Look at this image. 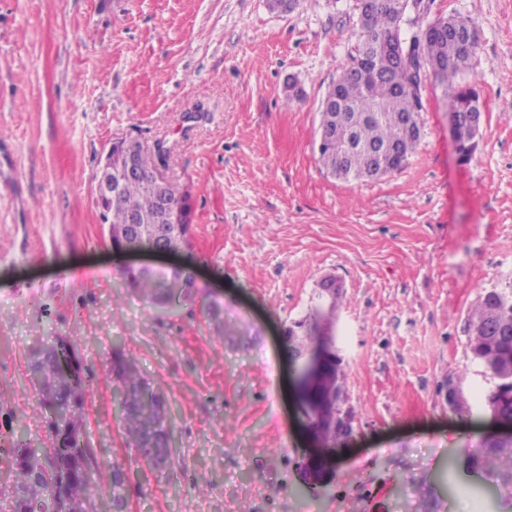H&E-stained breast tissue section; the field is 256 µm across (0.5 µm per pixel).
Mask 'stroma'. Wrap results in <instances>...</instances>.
Returning <instances> with one entry per match:
<instances>
[{
    "label": "stroma",
    "instance_id": "obj_1",
    "mask_svg": "<svg viewBox=\"0 0 512 512\" xmlns=\"http://www.w3.org/2000/svg\"><path fill=\"white\" fill-rule=\"evenodd\" d=\"M425 2L477 33L478 147L461 161L429 81L416 152L362 183L317 161L353 0H0V447L21 436L50 448L28 363L63 336L88 384L98 512H112L115 462L127 512H505L475 464L499 428L463 326L480 293L512 279V0ZM129 135L167 149L168 178L191 195V244L175 262L223 321L122 286L123 267L156 263L112 251L96 205L98 161ZM328 276L356 422L348 442L325 444L297 421L282 336ZM116 341L166 397L163 470L126 445ZM455 378L462 416L445 398Z\"/></svg>",
    "mask_w": 512,
    "mask_h": 512
}]
</instances>
